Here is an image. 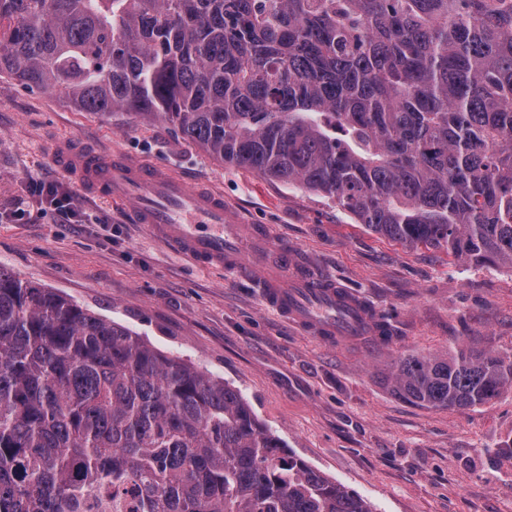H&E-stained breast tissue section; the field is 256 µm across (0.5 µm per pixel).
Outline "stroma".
Instances as JSON below:
<instances>
[{"mask_svg":"<svg viewBox=\"0 0 512 512\" xmlns=\"http://www.w3.org/2000/svg\"><path fill=\"white\" fill-rule=\"evenodd\" d=\"M67 139L99 155L155 164L223 196L246 225L286 244L371 312V332L325 340L268 306L256 279L181 258L127 206L91 195L53 156ZM75 191L91 217L66 224L28 192L30 179ZM26 199L36 219L0 222V267L121 323L237 389L296 457L374 512H512V390L464 412L389 391L404 355L454 347L512 356V268L409 249L320 193L224 165L160 121L75 110L55 94L0 79V210Z\"/></svg>","mask_w":512,"mask_h":512,"instance_id":"35a3bbf8","label":"stroma"}]
</instances>
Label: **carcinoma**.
<instances>
[{"label": "carcinoma", "instance_id": "1", "mask_svg": "<svg viewBox=\"0 0 512 512\" xmlns=\"http://www.w3.org/2000/svg\"><path fill=\"white\" fill-rule=\"evenodd\" d=\"M161 120L370 230L512 268V0H0V78ZM391 392L461 411L512 357L408 354ZM373 512L241 393L0 267V512Z\"/></svg>", "mask_w": 512, "mask_h": 512}]
</instances>
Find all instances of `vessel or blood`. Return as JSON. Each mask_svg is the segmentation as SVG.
I'll list each match as a JSON object with an SVG mask.
<instances>
[{
    "instance_id": "obj_1",
    "label": "vessel or blood",
    "mask_w": 512,
    "mask_h": 512,
    "mask_svg": "<svg viewBox=\"0 0 512 512\" xmlns=\"http://www.w3.org/2000/svg\"><path fill=\"white\" fill-rule=\"evenodd\" d=\"M63 166L72 168L96 193L130 203L132 220L144 224L178 253L201 264H223L255 275L267 304L316 334L332 339L363 335L368 315L342 287L317 272L283 276L287 246H272L265 230L248 227L224 208L218 195L194 189L152 165L107 160L63 148Z\"/></svg>"
}]
</instances>
